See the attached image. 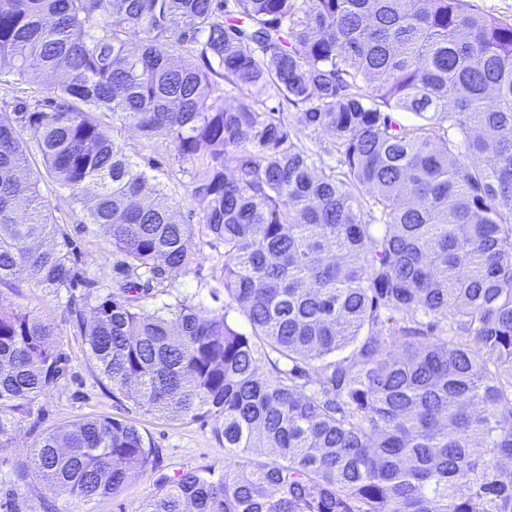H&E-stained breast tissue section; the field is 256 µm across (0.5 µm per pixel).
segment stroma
<instances>
[{
    "instance_id": "obj_1",
    "label": "stroma",
    "mask_w": 512,
    "mask_h": 512,
    "mask_svg": "<svg viewBox=\"0 0 512 512\" xmlns=\"http://www.w3.org/2000/svg\"><path fill=\"white\" fill-rule=\"evenodd\" d=\"M158 167L147 169L151 182L162 184L177 204L176 216L185 224L198 225L200 214L189 194V174L180 171L174 151L168 142L158 143L153 152ZM45 196L54 217L63 224L71 238L81 247L78 265L89 277L111 284L116 261L111 246L100 231L84 223L83 205L73 203L67 191L45 185ZM200 253L192 272L172 288L158 289L157 300L185 298L203 310L223 306L224 259L207 245ZM17 289H4L1 294L20 307L38 313L51 324L61 351L66 355L69 373L39 402L37 431L57 428L69 421L85 417H112L135 425L156 449L155 467L148 474L131 480L116 496L83 504L64 498L49 485L37 483L23 491H15L13 475L17 463L26 458L36 433L20 431L13 447L0 449V503L11 501L14 512H144L158 493L162 478L200 467L215 472L224 469V444L215 433V419L191 421L151 414L114 392L87 358L81 337L75 336L66 320L65 301L45 293L19 276Z\"/></svg>"
}]
</instances>
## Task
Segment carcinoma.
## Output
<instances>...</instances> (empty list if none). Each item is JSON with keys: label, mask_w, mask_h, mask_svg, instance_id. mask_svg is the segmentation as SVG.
Returning <instances> with one entry per match:
<instances>
[{"label": "carcinoma", "mask_w": 512, "mask_h": 512, "mask_svg": "<svg viewBox=\"0 0 512 512\" xmlns=\"http://www.w3.org/2000/svg\"><path fill=\"white\" fill-rule=\"evenodd\" d=\"M2 76L34 91L0 106V286L66 292L112 389L216 418L232 457L145 512H512V23L466 0H0ZM109 126L195 168L198 228ZM47 183L91 203L107 291ZM197 237L250 332L147 306ZM65 373L49 324L0 294V449ZM154 463L136 426L84 417L37 435L15 491L90 503Z\"/></svg>", "instance_id": "1"}]
</instances>
